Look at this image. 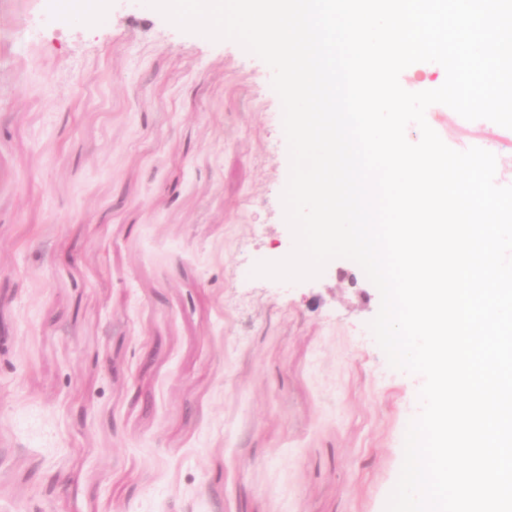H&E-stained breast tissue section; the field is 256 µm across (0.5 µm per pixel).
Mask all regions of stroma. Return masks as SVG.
Segmentation results:
<instances>
[{
	"label": "stroma",
	"mask_w": 512,
	"mask_h": 512,
	"mask_svg": "<svg viewBox=\"0 0 512 512\" xmlns=\"http://www.w3.org/2000/svg\"><path fill=\"white\" fill-rule=\"evenodd\" d=\"M271 78L144 0H0V512H384L422 382L377 288L249 273L294 244Z\"/></svg>",
	"instance_id": "35a3bbf8"
}]
</instances>
